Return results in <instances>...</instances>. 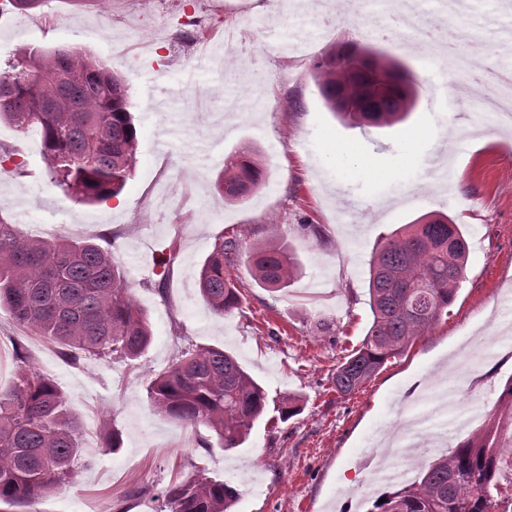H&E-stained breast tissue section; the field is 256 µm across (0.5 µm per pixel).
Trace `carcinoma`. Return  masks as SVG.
Segmentation results:
<instances>
[{
    "label": "carcinoma",
    "instance_id": "obj_1",
    "mask_svg": "<svg viewBox=\"0 0 512 512\" xmlns=\"http://www.w3.org/2000/svg\"><path fill=\"white\" fill-rule=\"evenodd\" d=\"M359 46L341 43L313 65L325 108L352 127H391L417 110L419 89L399 61L374 48L381 66L396 69L397 96L381 99V112H338L339 88L351 75L344 66ZM75 72L60 81L53 76ZM136 103L124 80L104 62L73 47H19L0 69V121L20 133L35 128L41 156L54 183L78 202L117 196L134 175L138 128ZM267 177L261 153L232 151L214 183L224 201L258 193ZM225 189H219V183ZM242 240L216 238L198 275L199 292L220 316L239 308L241 291L230 270ZM469 247L459 227L442 212L424 214L397 229L369 260L368 305L372 314L359 346L332 376L340 397L359 391L390 358L424 336L448 315L465 279ZM252 279L261 288L286 286L294 261L266 241L248 255ZM0 307L15 321L73 351L142 356L152 342L147 311L136 302L127 272L112 252L89 241L44 240L0 222ZM151 409L176 421L207 426L223 450L238 448L264 414L262 386L230 353L215 346L181 352L148 386ZM512 419V375L494 410L479 429L448 453L421 466L412 482L385 495L371 512H512V456L498 451V420ZM80 426L58 387L29 365L13 385L0 389V504L23 507L73 476L81 449ZM164 497L171 512H231L238 490L227 481L188 477Z\"/></svg>",
    "mask_w": 512,
    "mask_h": 512
}]
</instances>
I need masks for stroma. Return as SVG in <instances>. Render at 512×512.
<instances>
[{
    "label": "stroma",
    "mask_w": 512,
    "mask_h": 512,
    "mask_svg": "<svg viewBox=\"0 0 512 512\" xmlns=\"http://www.w3.org/2000/svg\"><path fill=\"white\" fill-rule=\"evenodd\" d=\"M384 0L361 14L336 0L316 26L290 0H49L0 13V60L23 45H67L120 74L138 107L133 177L114 198L82 204L55 184L37 131L0 125V146L19 170H0V222L52 240L66 236L111 250L128 286L148 309L153 340L138 359L69 351L15 323L0 309V387L20 365L50 378L80 422L82 451L73 478L21 512H170L162 493L192 474L225 479L239 491L233 512H370L389 485L371 487L368 470L396 443L416 399L434 379L453 385L461 404L493 409L512 376V130L482 111L465 75L443 70L454 111L420 105L389 128H350L324 107L314 60L332 44L370 43ZM244 42L229 52L227 30ZM211 53L197 67L199 44ZM185 83L178 97L166 88ZM435 142L413 141L429 125ZM352 148L353 173L340 187L320 176L313 147ZM260 149L270 174L252 199L225 203L213 187L235 148ZM404 159L417 172L446 161L453 193L434 183L372 200L371 184ZM448 214L469 244L466 277L447 317L389 360L354 395L337 397L331 377L359 345L371 318L368 263L391 232L431 211ZM316 225L319 236L305 232ZM240 234L243 249L272 238L289 249L296 272L286 288L252 280L246 260L234 273L242 304L215 315L198 288L218 235ZM173 252L161 266L154 253ZM231 352L267 393L268 406L242 447H201L206 426L152 412L147 388L178 351ZM300 410L281 420L286 396ZM118 430L119 450L104 436Z\"/></svg>",
    "instance_id": "1"
}]
</instances>
